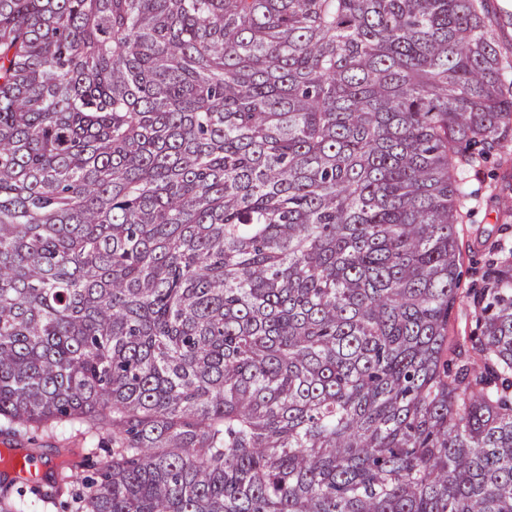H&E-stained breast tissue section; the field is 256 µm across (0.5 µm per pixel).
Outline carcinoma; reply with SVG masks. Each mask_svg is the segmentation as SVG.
I'll return each mask as SVG.
<instances>
[{"label":"carcinoma","instance_id":"obj_1","mask_svg":"<svg viewBox=\"0 0 512 512\" xmlns=\"http://www.w3.org/2000/svg\"><path fill=\"white\" fill-rule=\"evenodd\" d=\"M487 0H0V426L71 512H512ZM469 299L476 359L450 369ZM496 156L482 167L478 176L467 179L466 190L472 192L469 200L470 216L459 224L463 251L461 289L463 292L481 282L488 267V248L500 243L512 247V214L501 208L512 204V191L501 192L502 171ZM475 328V318L467 307V300L464 298L463 303L456 304L450 321L451 338L455 344L456 350H461L463 354H472V345L465 336H469L470 332ZM37 448H43V454L38 455L35 458V461L38 464L44 463L46 461H54L56 460L50 448H56L60 446H66L68 448H85L84 440L79 435V433L75 429L70 428H60L53 432H37Z\"/></svg>","mask_w":512,"mask_h":512}]
</instances>
